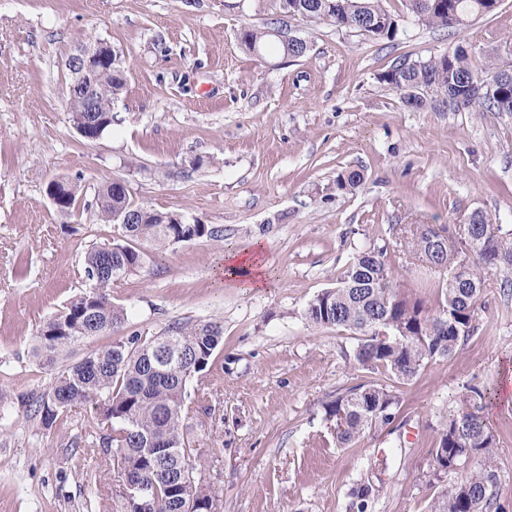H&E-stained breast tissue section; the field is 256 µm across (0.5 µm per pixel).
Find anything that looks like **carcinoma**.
<instances>
[{
  "instance_id": "cac0c4a2",
  "label": "carcinoma",
  "mask_w": 512,
  "mask_h": 512,
  "mask_svg": "<svg viewBox=\"0 0 512 512\" xmlns=\"http://www.w3.org/2000/svg\"><path fill=\"white\" fill-rule=\"evenodd\" d=\"M277 15L273 26L247 28L240 38L244 46L262 59L267 38L277 31L281 18L298 14L310 22L347 28L355 18L372 25L377 39L393 40L399 17L382 0H269ZM418 23L459 30L474 16L494 12L498 0H404ZM502 66L489 58L478 64L468 51L457 46L448 58L402 61L380 75L385 83L409 89L436 86L456 108L512 112V81L501 79ZM125 87V78L115 69L98 72L92 99L71 100L72 121L81 125L94 108L99 119L94 135L102 136L112 126V99ZM363 175L347 171L336 178V189L357 187ZM132 209L137 223L122 228V239L92 247L85 259L84 274L89 289L48 319L38 333L35 357L42 366H53L78 341L109 333L125 323L126 311L112 303V285L141 268L143 253L132 246L147 242L158 249L196 237L224 240V228L210 224H176L175 214L144 207L132 197L112 194V204L98 209L101 221L111 224V213ZM413 254L426 263L448 267V281L441 289L438 309L431 314L420 300L398 296L384 251L360 252L340 277V286L317 294L307 305L306 319L314 326L346 328L359 335L355 361L359 368L390 381H410L425 363L449 358L460 342L477 331L475 310L494 275L500 287L512 290V229L497 224L485 212L472 216L467 241L472 262L461 264L440 252L423 235L410 242ZM223 341L217 322L177 324L163 336L148 340L134 334L90 353L63 369L48 392L22 394L18 401L51 428L77 405L91 408L93 430L65 444L70 453L80 447L117 453L121 476L152 491L154 512H207L212 498L187 475L198 470L200 453L185 426V393L189 380L203 372ZM487 389L469 388L470 407L448 413L431 450L430 476L442 482L450 473L466 472L456 488L436 494L429 512H506L495 495L499 474L496 436L483 409L490 399ZM401 408L396 387L370 380L340 396L328 415L335 419L336 445L345 448L368 430L393 423ZM373 494L371 484L352 490V506L365 512Z\"/></svg>"
}]
</instances>
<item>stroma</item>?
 I'll use <instances>...</instances> for the list:
<instances>
[{
  "mask_svg": "<svg viewBox=\"0 0 512 512\" xmlns=\"http://www.w3.org/2000/svg\"><path fill=\"white\" fill-rule=\"evenodd\" d=\"M394 40L293 19L299 58L258 59L240 33L272 14L260 0H0V512H117L114 456L66 454L91 411L78 405L44 428L17 401L45 391L57 369L32 356L38 332L85 292V256L118 237L97 217L94 191L128 182L145 206L220 225L145 248L142 269L112 287L122 335L148 339L174 324L216 321L224 345L187 385L188 426L205 459L216 512H428L430 451L443 416L469 387L495 389L484 415L497 434L500 503L512 512V292L488 277L476 334L451 357L399 384L395 422L337 447L328 406L368 379L358 344L317 327L309 301L336 287L362 251L381 248L402 298L435 310L447 271L407 246L422 224L459 232L474 212L512 228V112L406 107L379 73L455 46L512 63V0L454 31L404 19ZM97 39L118 50L126 85L112 126L83 139L69 112L68 58ZM363 181L340 191L336 177ZM80 185L59 212L51 179ZM265 247L269 288L219 275L225 255Z\"/></svg>",
  "mask_w": 512,
  "mask_h": 512,
  "instance_id": "1",
  "label": "stroma"
}]
</instances>
